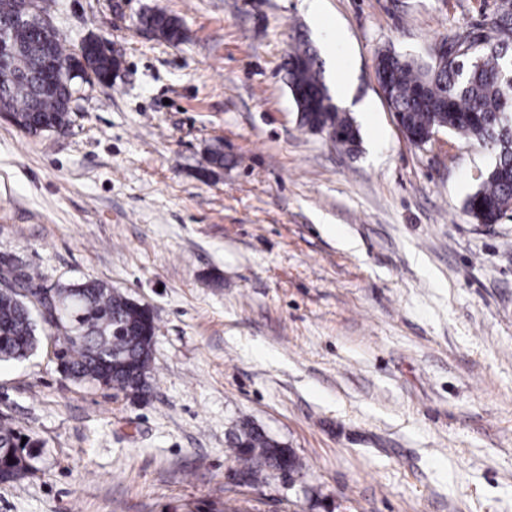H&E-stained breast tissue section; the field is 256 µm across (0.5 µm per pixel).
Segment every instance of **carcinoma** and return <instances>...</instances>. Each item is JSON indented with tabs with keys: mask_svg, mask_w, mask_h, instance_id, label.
Here are the masks:
<instances>
[{
	"mask_svg": "<svg viewBox=\"0 0 512 512\" xmlns=\"http://www.w3.org/2000/svg\"><path fill=\"white\" fill-rule=\"evenodd\" d=\"M23 0H0V27L6 28L11 60L0 66V112L30 134L66 130L76 111V77L69 75L73 53H66L59 34L38 33L37 18L22 12ZM140 23L170 44L182 40L177 19L162 10L140 16ZM492 34L465 38L483 42L481 60L455 54L461 37L444 40L448 49L424 61L386 50L375 59V73L403 128L425 138L439 128L490 149L492 163L481 172L464 208L478 224H491L512 213V0H496L490 19ZM63 65L53 92L40 90L43 48ZM87 84H108L120 60L107 46H94L78 62ZM288 88L302 126L333 134L330 141L350 148L358 139L352 119L334 104L323 81L319 58L310 44L298 40L283 63ZM41 277L0 257V363L19 361L37 349L39 326L34 311ZM59 316L45 331L55 342L59 372L76 382L95 383L140 397L149 389L151 367L148 336H156L153 316L123 293L97 280L50 288ZM27 441H22V437ZM38 441L23 429L0 424V483L25 477L36 458ZM235 474L246 484L260 480L263 469L288 468L297 474L302 463L279 448L260 429L244 424L232 441Z\"/></svg>",
	"mask_w": 512,
	"mask_h": 512,
	"instance_id": "1",
	"label": "carcinoma"
}]
</instances>
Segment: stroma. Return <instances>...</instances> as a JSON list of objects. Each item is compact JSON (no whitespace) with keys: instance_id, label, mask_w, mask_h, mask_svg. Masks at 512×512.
I'll return each instance as SVG.
<instances>
[{"instance_id":"1","label":"stroma","mask_w":512,"mask_h":512,"mask_svg":"<svg viewBox=\"0 0 512 512\" xmlns=\"http://www.w3.org/2000/svg\"><path fill=\"white\" fill-rule=\"evenodd\" d=\"M161 9L171 45L141 25ZM52 0L69 47L121 60L62 133L0 118V257L97 279L152 312L146 397L64 378L42 338L0 365V413L40 440L0 512H512V219L464 201L489 150L411 143L375 75L486 28L494 0ZM346 84L355 150L300 125L298 35ZM224 164L204 167L211 149ZM261 428L301 473L233 478ZM140 23L170 44L182 40V29L177 19L168 16L163 10H154L140 16Z\"/></svg>"}]
</instances>
